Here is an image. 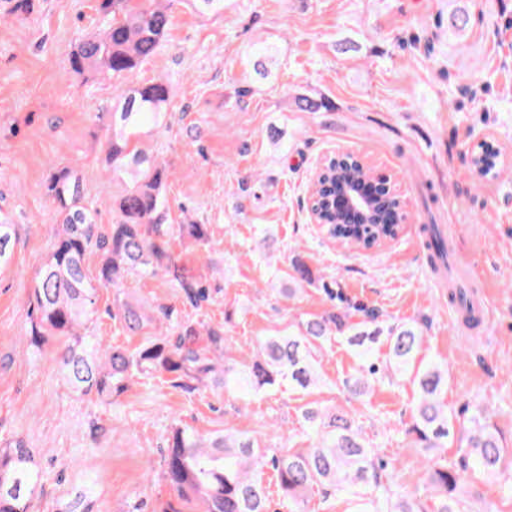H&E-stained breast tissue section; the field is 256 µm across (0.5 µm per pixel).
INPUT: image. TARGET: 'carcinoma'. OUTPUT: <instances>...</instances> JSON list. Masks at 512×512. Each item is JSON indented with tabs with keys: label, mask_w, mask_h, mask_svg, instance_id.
Segmentation results:
<instances>
[{
	"label": "carcinoma",
	"mask_w": 512,
	"mask_h": 512,
	"mask_svg": "<svg viewBox=\"0 0 512 512\" xmlns=\"http://www.w3.org/2000/svg\"><path fill=\"white\" fill-rule=\"evenodd\" d=\"M171 2L97 0L100 26L76 44L69 58L71 71H93L117 79L134 75L164 38ZM171 97L172 86L162 80L132 84L123 90L112 112L104 169L125 188L113 198L115 217L107 227L97 224L93 210L83 204V184L74 170L51 168L42 191L56 205L60 221L52 226L50 254L34 278L30 329L23 343L39 349L51 339L60 340V364L73 389L110 398L149 376L187 394L209 381L217 389L243 395L285 382L307 389L319 379L314 350L340 338L353 348L361 367L359 375L345 380V386L353 395L362 396L369 389V378L379 373L372 360V343L384 336L389 350L387 368L409 378L417 388L416 416L408 432L425 451V467L437 498L432 512H462L459 492L465 483L463 474L470 471L485 478L497 477L506 449L498 434L485 424L486 409L476 404L468 434L460 444L461 467L450 466L442 458L456 422L442 398L448 374L435 362L416 360L422 331L414 324L385 326L379 310L364 306L359 307L364 312L362 322L352 323L347 311L334 309L302 320L296 333L259 341L251 349L250 361L239 368L224 364V324L190 317L173 322L168 308H151L128 296L118 300L112 317L123 323L129 336L148 327L158 328L153 338L130 350L104 345L90 335L97 288L119 289L131 274L163 279L179 289L195 309L208 300L206 282L179 263L171 245L178 239L205 246L211 240V225L167 223L164 190L170 173L142 140L149 130L166 125ZM293 100L301 112L333 111L322 95L297 94ZM475 155L489 170L501 165L500 152L490 145H480ZM322 176L312 204L318 207L329 237L355 247L369 239L394 236L404 215L391 190L374 199V218L362 225L347 224L340 211L324 204L323 186L375 181L372 169L349 158L326 166ZM15 239V225L1 221L0 270L9 265ZM430 250L434 268H448L447 243L435 232ZM94 251L99 255L95 284L85 272L86 258ZM315 283L312 268L297 259L288 287L280 292L292 299ZM302 418L313 431L311 446L271 459L291 512H301V505L316 488L326 496L342 497L352 512H423L416 503L398 497L391 483L380 479L372 449L343 410L307 407ZM165 441L166 478L178 497L197 500L202 512H270L269 493L259 477L266 454L250 439L224 432L202 436L176 424ZM41 480L34 449L24 440L0 448V512H31Z\"/></svg>",
	"instance_id": "carcinoma-1"
}]
</instances>
